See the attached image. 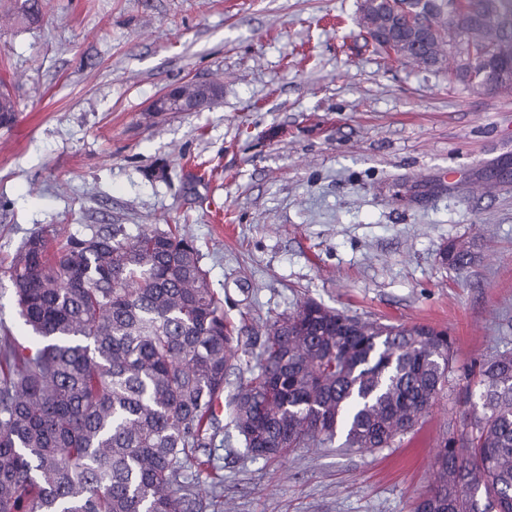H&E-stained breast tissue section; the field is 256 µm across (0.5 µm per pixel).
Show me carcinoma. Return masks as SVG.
I'll return each instance as SVG.
<instances>
[{"instance_id": "carcinoma-1", "label": "carcinoma", "mask_w": 512, "mask_h": 512, "mask_svg": "<svg viewBox=\"0 0 512 512\" xmlns=\"http://www.w3.org/2000/svg\"><path fill=\"white\" fill-rule=\"evenodd\" d=\"M22 0L16 19L43 18ZM365 33L412 66L448 68L472 87L508 92L512 0H379L360 5ZM17 102L0 92V127ZM463 244L448 265L470 267ZM8 274L30 345L0 336V512H207L188 472L211 467L229 416L247 456L298 448L374 452L413 430L448 385V334L305 301L263 326L244 361L241 336L179 227L137 234L37 233ZM248 373L224 396L231 371ZM480 414L438 449L435 481L414 512H512V354L480 363Z\"/></svg>"}]
</instances>
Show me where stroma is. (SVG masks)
<instances>
[{"instance_id":"obj_1","label":"stroma","mask_w":512,"mask_h":512,"mask_svg":"<svg viewBox=\"0 0 512 512\" xmlns=\"http://www.w3.org/2000/svg\"><path fill=\"white\" fill-rule=\"evenodd\" d=\"M360 0H46L0 26V331L28 333L6 272L37 233L179 225L250 338L305 300L447 331L448 392L376 453L214 447L232 512H413L478 364L512 353V92L383 63ZM220 85L198 112L166 87ZM470 243L463 272L440 261ZM184 83L170 86L158 94L150 104V111L153 112H194L196 107L188 106L184 95Z\"/></svg>"}]
</instances>
